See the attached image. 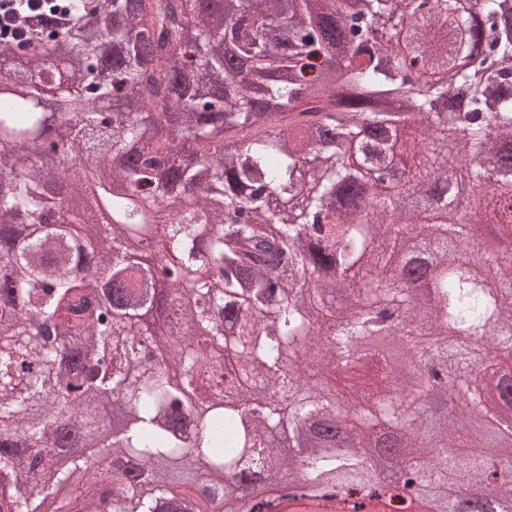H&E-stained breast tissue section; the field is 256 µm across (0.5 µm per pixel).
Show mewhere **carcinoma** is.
Masks as SVG:
<instances>
[{
	"mask_svg": "<svg viewBox=\"0 0 512 512\" xmlns=\"http://www.w3.org/2000/svg\"><path fill=\"white\" fill-rule=\"evenodd\" d=\"M9 19L21 30L0 36L12 512H211L228 473L279 482L267 458L307 512H382L394 498L428 512L448 482L491 475L512 498V460L468 433L491 423L512 440L481 389L490 376L512 392L500 357L512 356V0H9ZM53 85L72 89L70 112L37 109ZM110 95L127 108L105 111ZM40 143L75 161L51 190L31 157ZM99 166L101 191L125 190L100 227L107 252L63 207ZM146 190L168 263L131 256L143 225L129 195ZM430 193L440 244L408 260L432 268L420 301L386 274L384 245L413 234L414 199ZM93 267L105 284L91 286ZM341 316L326 366L353 374L382 356L371 337L391 336L463 398L453 427L424 385L349 399L312 379L301 353ZM245 383L288 414L247 406ZM400 426L399 477L376 478L361 449ZM451 512L505 506L462 496Z\"/></svg>",
	"mask_w": 512,
	"mask_h": 512,
	"instance_id": "obj_1",
	"label": "carcinoma"
}]
</instances>
